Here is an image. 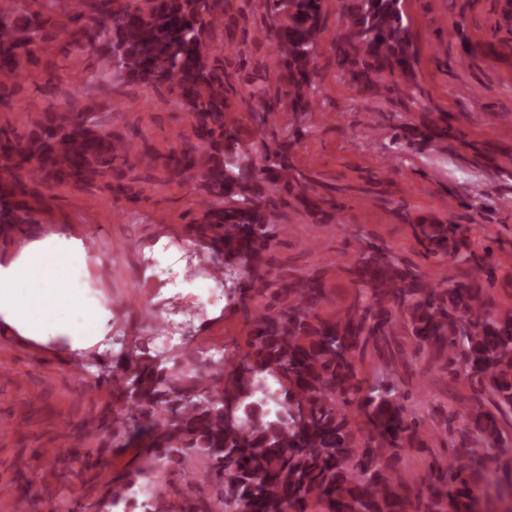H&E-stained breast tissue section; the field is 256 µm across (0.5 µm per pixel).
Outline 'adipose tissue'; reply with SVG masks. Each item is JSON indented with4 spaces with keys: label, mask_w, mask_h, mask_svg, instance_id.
I'll list each match as a JSON object with an SVG mask.
<instances>
[{
    "label": "adipose tissue",
    "mask_w": 512,
    "mask_h": 512,
    "mask_svg": "<svg viewBox=\"0 0 512 512\" xmlns=\"http://www.w3.org/2000/svg\"><path fill=\"white\" fill-rule=\"evenodd\" d=\"M88 263L81 241L63 234L34 240L0 262V320L37 342L63 340L74 352L96 345L110 315L89 306L74 279Z\"/></svg>",
    "instance_id": "obj_1"
}]
</instances>
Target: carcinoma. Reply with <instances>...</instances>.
<instances>
[{
	"mask_svg": "<svg viewBox=\"0 0 512 512\" xmlns=\"http://www.w3.org/2000/svg\"><path fill=\"white\" fill-rule=\"evenodd\" d=\"M225 0H8L0 7V94L30 78L27 63L63 52L97 54L96 71L71 75L70 93L49 103L45 117L23 131L0 127V228L37 224L38 210L16 198L33 182L82 188L112 185L114 164L137 146L112 133V115L83 100L91 86L103 99L118 87L142 84L171 95L169 103L202 119L207 132L180 145L192 163L173 175L199 179L206 195L195 227L239 279L228 297L251 325V342L224 365L223 377L187 373L140 349L127 354L110 382L117 397L141 411L131 442L142 449L135 479L154 484L159 463L216 479L204 512H405L397 462L422 437L448 440V468L431 467L423 512H477L501 487L478 492L468 471L473 442L503 446L499 415L512 413V309L502 308L484 277L499 240L477 239L470 224H415L413 236L434 263L465 271L434 282L385 244L350 224L336 229L356 242L344 264L355 293L336 317L319 309L322 274L293 276L288 285L270 271L268 255L286 226L275 223L288 187L315 217L330 200L294 164L288 143L267 136L241 145L239 129L224 120ZM325 0H261L266 22L259 37L272 46L277 67L249 91L259 125L284 105L295 137L313 111L317 56L326 26ZM403 0H338L341 25L330 44L346 81L358 93L413 71L415 56ZM386 150L399 170L407 150L448 135L435 124L415 140L411 127ZM273 301L252 313L247 301ZM403 328L417 352H448V369L468 383L472 399L489 406L448 411L445 433L428 429L398 384L356 360L371 345Z\"/></svg>",
	"mask_w": 512,
	"mask_h": 512,
	"instance_id": "cac0c4a2",
	"label": "carcinoma"
}]
</instances>
